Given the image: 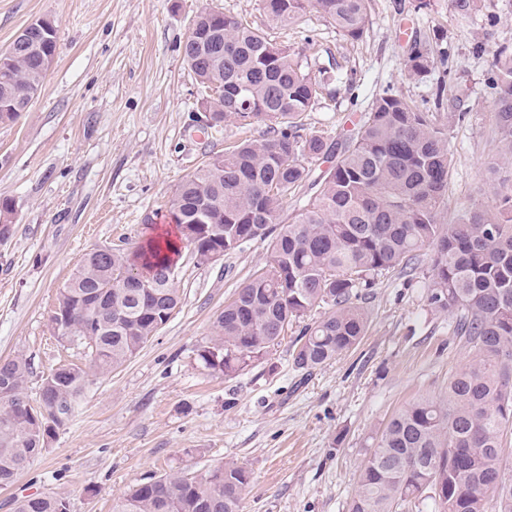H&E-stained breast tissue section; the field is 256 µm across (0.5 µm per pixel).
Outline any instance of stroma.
Wrapping results in <instances>:
<instances>
[{"label":"stroma","instance_id":"stroma-1","mask_svg":"<svg viewBox=\"0 0 512 512\" xmlns=\"http://www.w3.org/2000/svg\"><path fill=\"white\" fill-rule=\"evenodd\" d=\"M206 8L244 17L311 64L333 67L305 123L340 144L384 89L433 110L440 69L411 76L405 63L417 40L448 51V98L465 114L448 126L449 211L491 201V163L512 175L486 85L495 50L512 47V0H484L465 19L448 0H369L370 23L356 40L313 11L275 23L260 0H0V51L39 19L54 21L58 37L33 106L0 123V200L13 206V232L0 241V359L30 360V398L51 368L84 360L50 322L81 258L138 246L167 224L166 203L183 180L253 135L233 120L214 130L196 124L207 94L181 46ZM266 257L259 241L205 264L183 248L181 301L169 321L123 367L90 377L47 451L0 489V512H12L13 497L42 492L63 494L69 512H112L145 476L201 474L231 460L252 471L243 512H347L376 434L413 398L445 397L470 355L428 302L423 255L414 277H378L361 343L311 375L292 365L293 329L235 378L210 373L197 349Z\"/></svg>","mask_w":512,"mask_h":512}]
</instances>
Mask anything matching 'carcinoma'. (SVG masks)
<instances>
[{
	"label": "carcinoma",
	"mask_w": 512,
	"mask_h": 512,
	"mask_svg": "<svg viewBox=\"0 0 512 512\" xmlns=\"http://www.w3.org/2000/svg\"><path fill=\"white\" fill-rule=\"evenodd\" d=\"M313 9L358 39L370 23L368 0H262L282 23ZM194 26L203 39L183 45V61L215 95L204 103L213 128L233 119L261 128L206 162L169 200L180 230L197 227L194 257L203 246L233 237L267 243L268 257L224 303L211 335L198 349L204 368L233 377L263 361L288 328L324 309L299 331L293 366L310 373L355 348L369 326L363 300L385 272L416 274V252L429 249L424 276L428 301L448 312L453 336L471 361L448 378V397L403 406L378 435L357 479L348 512H512V470L502 465L503 438L512 430V185L502 183L487 204L448 217L451 156L448 123L462 112H426L388 88L372 101L336 164L312 178L311 164L334 152L303 119L325 88L300 56L248 20L215 9ZM29 25L28 47L0 55V122L28 111L53 63L57 29ZM435 58L414 43L406 67L421 75ZM495 94L494 126L502 154H512V49L494 55L488 77ZM307 188L291 218L288 196ZM180 255L156 236L129 252L106 247L87 254L57 294L51 320L64 318L63 341L95 337L88 364L63 363L39 388L46 405L71 418L91 374L123 367L171 318L179 304L172 270ZM140 272L126 287L123 274ZM31 363L0 360V385L13 403H0V488L47 450L52 433L23 409ZM252 472L235 461L196 480L182 472L150 475L113 502L112 512H242ZM13 512H69L61 494L16 497Z\"/></svg>",
	"instance_id": "1"
}]
</instances>
